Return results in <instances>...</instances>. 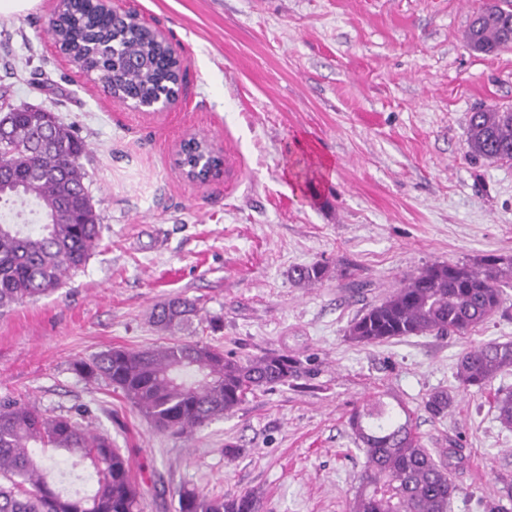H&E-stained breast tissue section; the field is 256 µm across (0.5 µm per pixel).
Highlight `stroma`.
Segmentation results:
<instances>
[{
	"label": "stroma",
	"instance_id": "35a3bbf8",
	"mask_svg": "<svg viewBox=\"0 0 512 512\" xmlns=\"http://www.w3.org/2000/svg\"><path fill=\"white\" fill-rule=\"evenodd\" d=\"M485 0H114L162 30L187 65L183 101L161 114L106 95L68 62L48 23L57 0L0 14V102L56 112L80 162L101 240L61 288L0 314V399L22 397L112 437L128 452L141 512H175L178 491H249L262 512H349L365 457L349 418L385 394L409 410L459 487L448 512H485L512 480V430L489 389L462 391L464 351L512 340V288L465 336L381 344L354 319L438 262L512 254V162L467 153L480 108L512 109V49L471 50ZM189 133L233 159L228 177L188 182L174 150ZM324 163L317 172L316 163ZM326 265L319 283L296 268ZM200 310L177 339L239 358L299 359L297 377L246 395L188 433L157 432L72 364L112 347L167 342L151 323L169 297ZM445 391V417L425 410Z\"/></svg>",
	"mask_w": 512,
	"mask_h": 512
}]
</instances>
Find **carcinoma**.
Masks as SVG:
<instances>
[{
    "label": "carcinoma",
    "instance_id": "carcinoma-1",
    "mask_svg": "<svg viewBox=\"0 0 512 512\" xmlns=\"http://www.w3.org/2000/svg\"><path fill=\"white\" fill-rule=\"evenodd\" d=\"M50 30L76 58H97L112 71L119 100L134 91L156 97L178 91L168 47L134 18L114 24L90 0L55 15ZM471 47L490 54L512 45L495 13L472 19ZM7 142L0 146V204L30 201L42 218L33 231L0 214V312L53 294L71 271L85 266L100 238L93 196L80 158L87 145L58 116L24 108L5 116ZM468 151L496 163L512 161V111L481 109L469 120ZM327 268L313 263L295 280L314 285ZM512 285V254L486 255L474 265L434 263L396 286L348 329L357 343L378 344L407 336H463L502 306ZM196 303L175 296L152 311L154 324L175 333L198 316ZM87 380L103 381L151 421L159 432H188L233 412L247 393L288 381L297 360L268 353L234 359L207 343L175 341L145 349L112 347L73 364ZM512 367V340L491 341L466 352L457 378L464 389H483ZM451 398L434 392L424 403L434 417L448 414ZM499 423L512 429V391L498 392ZM366 463L350 512H448L458 492L444 459L414 432L408 411L395 412L380 394L349 419ZM64 452L71 469L60 470ZM92 481L90 490L60 487L65 477ZM249 492L210 495L195 487L178 494V512H258ZM0 512H140V489L129 457L106 434L73 418L51 415L23 399L0 400Z\"/></svg>",
    "mask_w": 512,
    "mask_h": 512
}]
</instances>
